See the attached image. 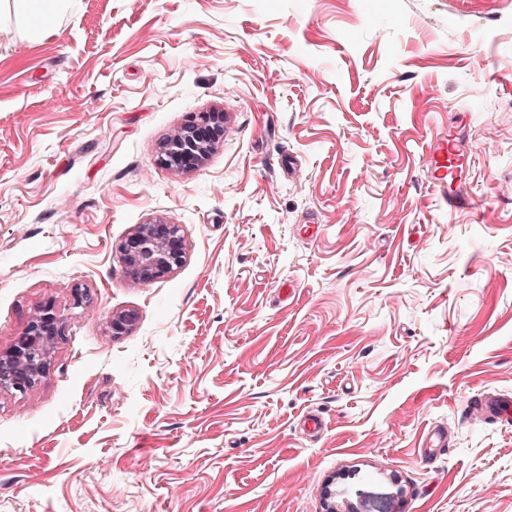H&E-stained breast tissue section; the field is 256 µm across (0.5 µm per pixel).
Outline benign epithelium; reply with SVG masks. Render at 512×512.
Returning a JSON list of instances; mask_svg holds the SVG:
<instances>
[{"label": "benign epithelium", "mask_w": 512, "mask_h": 512, "mask_svg": "<svg viewBox=\"0 0 512 512\" xmlns=\"http://www.w3.org/2000/svg\"><path fill=\"white\" fill-rule=\"evenodd\" d=\"M223 135L220 119L212 113H203L167 140L161 162L168 167L199 165ZM119 251L129 273L141 282L171 273L185 259L180 225L161 220L138 225ZM137 319L133 310L117 312L109 319V329L114 336L122 335L133 328ZM61 333L53 308L44 307L13 347L0 355V390L23 394L33 387L49 370L51 353Z\"/></svg>", "instance_id": "1"}]
</instances>
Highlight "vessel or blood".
<instances>
[{"label": "vessel or blood", "instance_id": "1", "mask_svg": "<svg viewBox=\"0 0 512 512\" xmlns=\"http://www.w3.org/2000/svg\"><path fill=\"white\" fill-rule=\"evenodd\" d=\"M464 165L458 131H449L437 140L431 164V185L443 206L452 211L472 210L474 199L462 192H449L448 185L458 179ZM476 411L480 419L502 424L512 423V398L497 395L483 396Z\"/></svg>", "mask_w": 512, "mask_h": 512}]
</instances>
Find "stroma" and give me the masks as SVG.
<instances>
[{"mask_svg":"<svg viewBox=\"0 0 512 512\" xmlns=\"http://www.w3.org/2000/svg\"><path fill=\"white\" fill-rule=\"evenodd\" d=\"M205 112L208 158L160 165ZM452 126L475 212L430 187ZM159 219L185 261L142 283L118 247ZM46 305L0 512H512V425L469 415L512 396V0H68L0 32V352Z\"/></svg>","mask_w":512,"mask_h":512,"instance_id":"35a3bbf8","label":"stroma"}]
</instances>
